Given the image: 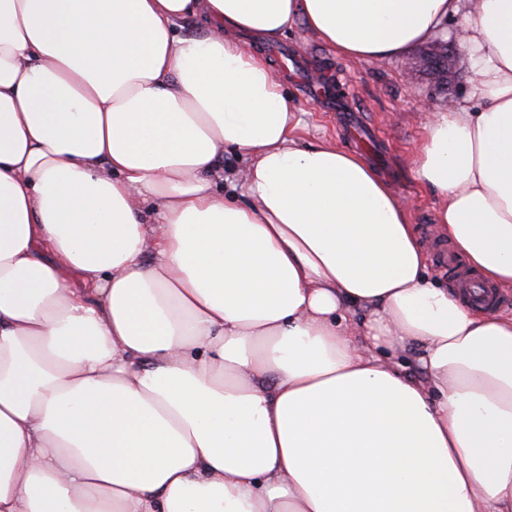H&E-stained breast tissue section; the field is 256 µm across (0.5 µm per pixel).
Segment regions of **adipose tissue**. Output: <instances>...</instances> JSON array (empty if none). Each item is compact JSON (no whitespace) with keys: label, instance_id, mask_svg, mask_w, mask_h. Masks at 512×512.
<instances>
[{"label":"adipose tissue","instance_id":"1","mask_svg":"<svg viewBox=\"0 0 512 512\" xmlns=\"http://www.w3.org/2000/svg\"><path fill=\"white\" fill-rule=\"evenodd\" d=\"M462 10L479 102L414 170L510 291L512 0H0V512H512V316L238 40L402 59Z\"/></svg>","mask_w":512,"mask_h":512}]
</instances>
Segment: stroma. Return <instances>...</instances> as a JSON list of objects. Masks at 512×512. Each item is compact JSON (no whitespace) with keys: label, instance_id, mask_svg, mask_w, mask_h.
Masks as SVG:
<instances>
[{"label":"stroma","instance_id":"stroma-1","mask_svg":"<svg viewBox=\"0 0 512 512\" xmlns=\"http://www.w3.org/2000/svg\"><path fill=\"white\" fill-rule=\"evenodd\" d=\"M276 69L287 61H296L307 74L324 73L341 78L340 88L352 103L353 111L380 135V160L376 170L394 189L410 202L409 219L425 251H432L441 236L434 222L436 196L421 185L415 175L413 160L421 145L427 118L422 104L442 109L466 98H477V83L465 47L456 51V68L445 88H434L418 71L406 69L403 60H347L336 56L311 34H294L265 47ZM284 89L299 112L304 128L302 144L314 145L327 140L352 150L356 144L335 112L314 104L301 86L284 81Z\"/></svg>","mask_w":512,"mask_h":512}]
</instances>
